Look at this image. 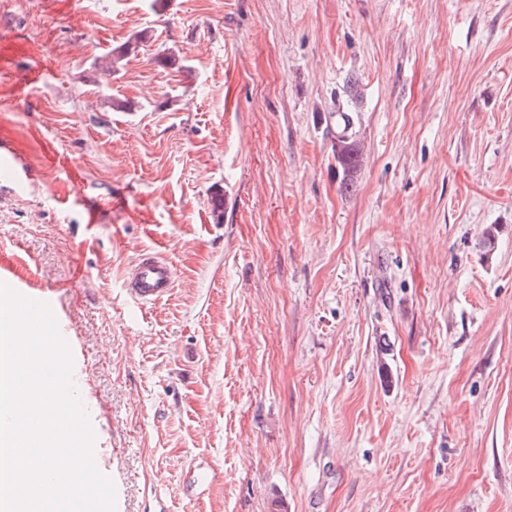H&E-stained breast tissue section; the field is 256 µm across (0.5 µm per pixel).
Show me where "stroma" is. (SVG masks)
Here are the masks:
<instances>
[{
    "mask_svg": "<svg viewBox=\"0 0 512 512\" xmlns=\"http://www.w3.org/2000/svg\"><path fill=\"white\" fill-rule=\"evenodd\" d=\"M0 24L30 175L0 187V263L56 303L116 512H512V0H0ZM150 252L176 283L143 307L123 274ZM336 136V142L333 145V152L336 162L342 171V184L344 187L352 185L353 176L360 162V146L358 141L352 136Z\"/></svg>",
    "mask_w": 512,
    "mask_h": 512,
    "instance_id": "stroma-1",
    "label": "stroma"
}]
</instances>
